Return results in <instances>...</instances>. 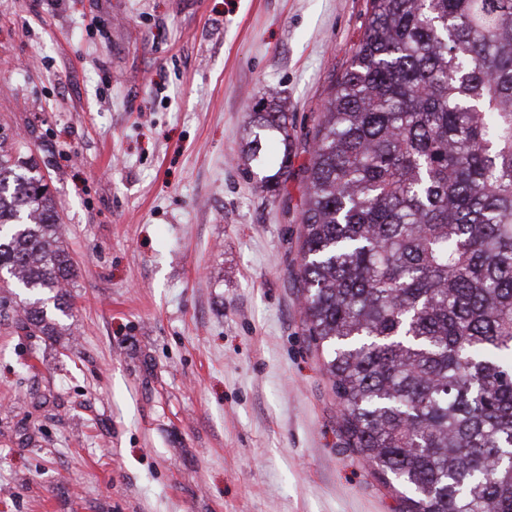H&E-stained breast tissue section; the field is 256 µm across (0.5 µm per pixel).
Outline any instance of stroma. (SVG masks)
<instances>
[{
	"label": "stroma",
	"mask_w": 512,
	"mask_h": 512,
	"mask_svg": "<svg viewBox=\"0 0 512 512\" xmlns=\"http://www.w3.org/2000/svg\"><path fill=\"white\" fill-rule=\"evenodd\" d=\"M368 0H0V125L78 268L74 340L0 324V512H399L305 326L310 146ZM276 95L288 180L239 161Z\"/></svg>",
	"instance_id": "35a3bbf8"
}]
</instances>
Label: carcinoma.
I'll return each mask as SVG.
<instances>
[{"mask_svg": "<svg viewBox=\"0 0 512 512\" xmlns=\"http://www.w3.org/2000/svg\"><path fill=\"white\" fill-rule=\"evenodd\" d=\"M289 138L259 103V187L287 182L264 150ZM311 154L300 288L345 444L404 512H512V0H369ZM75 276L45 177L0 126V322L63 335Z\"/></svg>", "mask_w": 512, "mask_h": 512, "instance_id": "cac0c4a2", "label": "carcinoma"}]
</instances>
